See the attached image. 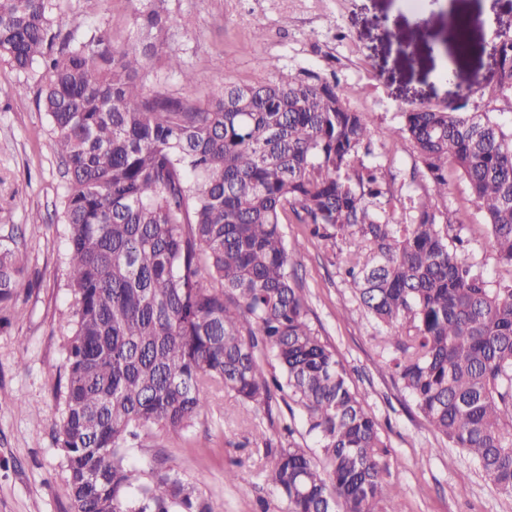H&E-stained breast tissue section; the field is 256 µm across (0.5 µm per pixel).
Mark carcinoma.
Wrapping results in <instances>:
<instances>
[{
    "label": "carcinoma",
    "instance_id": "obj_1",
    "mask_svg": "<svg viewBox=\"0 0 512 512\" xmlns=\"http://www.w3.org/2000/svg\"><path fill=\"white\" fill-rule=\"evenodd\" d=\"M147 2L136 42L118 48L104 30L63 32L54 0H0V61L42 67L36 102L65 178L74 309L56 444L73 512H214L174 470L146 480L128 459L142 432L192 427L214 387L268 412L279 393L303 409L319 451L259 434L288 512H393L379 425L295 286L288 212L311 236L354 245L349 285L387 328L392 371L432 429L512 497V277L488 287L439 206L451 168L512 268V132L459 101L399 113L392 133L412 142L431 193L393 224L364 161L371 130L336 79L260 58L274 81L226 84L204 105L147 92L139 72L154 61L195 81L165 49L180 19ZM468 32L450 14L442 42L464 47ZM492 55L484 88L512 93L511 33ZM17 250L0 243V309L23 282Z\"/></svg>",
    "mask_w": 512,
    "mask_h": 512
}]
</instances>
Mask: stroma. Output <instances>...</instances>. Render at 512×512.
Wrapping results in <instances>:
<instances>
[{
    "label": "stroma",
    "mask_w": 512,
    "mask_h": 512,
    "mask_svg": "<svg viewBox=\"0 0 512 512\" xmlns=\"http://www.w3.org/2000/svg\"><path fill=\"white\" fill-rule=\"evenodd\" d=\"M139 7L138 0H56L55 13L64 30L80 35L99 28L124 47L133 41L131 19ZM169 7L181 25L167 42L196 81L186 84L180 74L153 66L142 74L146 90L204 100L227 81L272 80L258 67L261 58L335 76L346 104L372 131L368 160L395 195L387 215L396 222L408 218L428 188L426 179L411 176L420 166L412 145L391 134L399 112L419 104L442 108L462 96L468 111H485L487 95L466 87L473 78H493L490 43L498 31L512 29V0H422L418 6L411 0H169ZM451 11L474 21L468 52L438 37ZM40 77L36 68L20 73L0 64V240L16 238L26 267L18 296L0 312V512H71L54 436L73 299L60 222L63 181L47 116L35 103ZM447 207L485 279L511 275L467 182L453 171ZM283 229L288 241L301 245L291 262L308 319L364 396L388 445L384 482L394 512H512V498L465 451L445 448L388 368L385 330L345 280L349 243L309 237L291 217ZM286 425L296 443L314 447L301 410H289L287 400L277 399L268 413L221 391L192 428L142 434L129 459L146 476L177 471L215 512H288L263 481L268 461L258 439ZM229 470L235 481L225 480Z\"/></svg>",
    "instance_id": "obj_1"
}]
</instances>
